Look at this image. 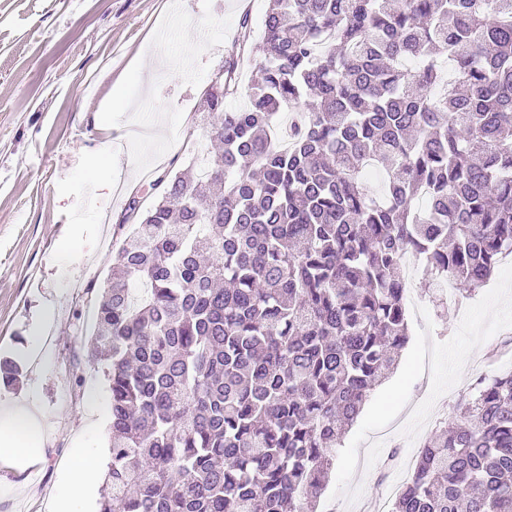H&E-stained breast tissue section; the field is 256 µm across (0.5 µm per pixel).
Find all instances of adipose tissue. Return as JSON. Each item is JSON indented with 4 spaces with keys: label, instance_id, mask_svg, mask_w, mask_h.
<instances>
[{
    "label": "adipose tissue",
    "instance_id": "ef3b65f1",
    "mask_svg": "<svg viewBox=\"0 0 512 512\" xmlns=\"http://www.w3.org/2000/svg\"><path fill=\"white\" fill-rule=\"evenodd\" d=\"M51 426L37 406L34 396L0 400V460L23 461L31 458L48 439ZM65 492L56 497L51 512H83L86 491L100 471L96 451L79 448L64 464Z\"/></svg>",
    "mask_w": 512,
    "mask_h": 512
}]
</instances>
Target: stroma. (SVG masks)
<instances>
[{"label": "stroma", "instance_id": "obj_1", "mask_svg": "<svg viewBox=\"0 0 512 512\" xmlns=\"http://www.w3.org/2000/svg\"><path fill=\"white\" fill-rule=\"evenodd\" d=\"M266 9L267 0H0V355L25 343L45 304L58 309L43 370L18 386L34 391L52 433L34 466L0 464V512H48L75 449L107 455L108 429L84 432L79 423L110 405L102 367L85 357L86 289L102 285L122 243L112 226L127 182L152 206L143 170L176 173L214 151L203 93L240 14L259 38ZM118 90L123 111L104 114ZM109 141L104 189L90 161ZM63 237L85 248L82 261L58 251ZM431 280L421 268L406 295L409 341L334 448L321 512H359L404 487L408 461L455 421L478 376L512 370V349L487 358L491 343L512 339V262L448 304Z\"/></svg>", "mask_w": 512, "mask_h": 512}]
</instances>
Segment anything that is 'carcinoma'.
<instances>
[{
	"mask_svg": "<svg viewBox=\"0 0 512 512\" xmlns=\"http://www.w3.org/2000/svg\"><path fill=\"white\" fill-rule=\"evenodd\" d=\"M233 45L261 63L244 88L226 57L205 93L223 151L127 200L86 289L111 392L99 512H317L408 342L404 254L463 292L512 254V0H269L261 41L244 13ZM473 390L392 512H512V371Z\"/></svg>",
	"mask_w": 512,
	"mask_h": 512,
	"instance_id": "1",
	"label": "carcinoma"
}]
</instances>
